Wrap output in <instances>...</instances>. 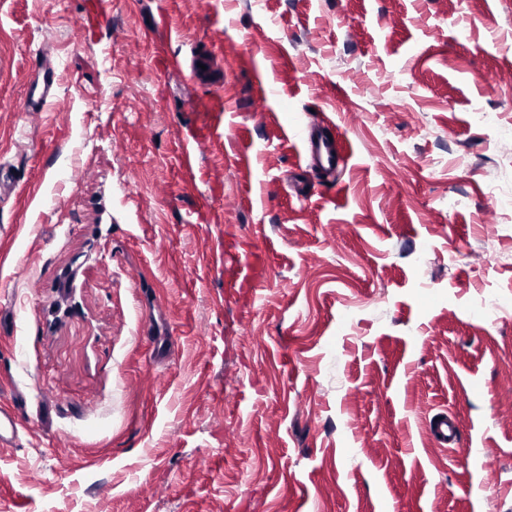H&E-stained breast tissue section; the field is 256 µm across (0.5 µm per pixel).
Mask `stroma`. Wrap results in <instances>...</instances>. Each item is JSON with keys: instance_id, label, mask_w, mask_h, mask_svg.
Listing matches in <instances>:
<instances>
[{"instance_id": "1", "label": "stroma", "mask_w": 512, "mask_h": 512, "mask_svg": "<svg viewBox=\"0 0 512 512\" xmlns=\"http://www.w3.org/2000/svg\"><path fill=\"white\" fill-rule=\"evenodd\" d=\"M91 2L0 0V512H512V0ZM54 72L50 67L43 68V75L38 74L29 81L24 97L23 108L27 112H41L47 105V100L54 87ZM329 136H332V139H329ZM300 138L305 151L312 157L313 173L333 172L339 165L344 164V156L337 146L336 136L329 129L327 132L320 122L310 121ZM22 417L15 410L0 408V446L9 448L16 446L18 428L21 426ZM428 431L434 443L443 450L460 447V434L455 420L448 412L435 414L429 421Z\"/></svg>"}]
</instances>
